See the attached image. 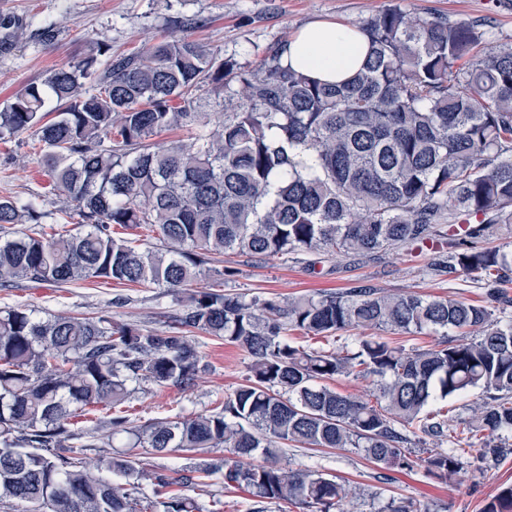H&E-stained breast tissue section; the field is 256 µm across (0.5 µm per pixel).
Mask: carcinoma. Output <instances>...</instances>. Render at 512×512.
<instances>
[{
  "label": "carcinoma",
  "instance_id": "cac0c4a2",
  "mask_svg": "<svg viewBox=\"0 0 512 512\" xmlns=\"http://www.w3.org/2000/svg\"><path fill=\"white\" fill-rule=\"evenodd\" d=\"M356 28L368 58L342 85L283 66L279 50L246 71L183 35L141 54L92 42L0 109V140L35 133L44 167L82 224L47 237L37 230L49 216L40 203L0 197L1 225L36 226L0 236V287L103 279L162 288L180 305L163 329L107 314L0 309V507L143 512L139 481L150 480L148 508L199 512L132 454L106 456L102 474H91L77 447L98 442L70 429L91 407L127 401L131 382L195 387L206 365L194 330L244 348L246 382L218 411L138 426L115 416L112 433L155 453L224 448V462L196 468L197 479L224 470L225 487L254 498L252 512L273 502L333 512L349 494L321 473L240 463L276 456L285 442L355 448L391 470L458 475L464 461L455 452L421 457L405 444L455 432L443 402L472 389L485 397L464 432L488 437L474 459L504 456L493 440L512 433V320L495 319L494 305H512L496 288L512 280V250L477 243L512 234V45L482 53L479 25L398 7ZM206 87L224 92L216 124L193 111ZM49 99L59 103L51 120ZM178 127L191 128L188 139L150 143ZM143 224L166 252L114 235L115 226ZM445 236L454 251L436 270L495 285L488 304L371 289L247 300L189 288L215 255H371ZM352 328L454 330L459 338L410 351L377 335L345 352L288 343L295 329L328 337ZM354 370L376 383L375 401L326 384ZM483 512H512V484L498 487Z\"/></svg>",
  "mask_w": 512,
  "mask_h": 512
}]
</instances>
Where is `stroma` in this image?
<instances>
[{"mask_svg":"<svg viewBox=\"0 0 512 512\" xmlns=\"http://www.w3.org/2000/svg\"><path fill=\"white\" fill-rule=\"evenodd\" d=\"M399 7L420 16L445 14L455 20L483 25L491 45L512 44V0H0V19L25 23L26 35L0 49V107L52 69L81 58L90 42L111 45L113 53L142 52L170 34L193 38L241 67L257 68L271 53L309 21L337 20L350 24L386 8ZM50 36H42L44 27ZM0 196L40 197L49 210L72 209L73 204L53 183L41 163V146L33 132L0 142ZM445 240L417 246L402 245L373 255L299 256L228 255L208 263L200 286L248 298L317 296L371 288L383 293H417L455 298L474 304L487 301L489 286L474 276L435 272L445 259ZM121 305H114L115 297ZM23 306L35 315L96 317L110 313L115 320L141 328L161 329L175 316L178 305L160 288L118 285L88 280L56 286L18 281L0 288V308ZM194 339L207 370L189 391L151 384L137 390L119 409L97 406L75 419L79 429H98L99 445L85 449L88 465L99 456L121 451L125 440L112 437L108 427L114 414L141 425L156 418L187 417L220 407L227 395L244 383L251 359L240 346L202 332ZM509 452L498 463L468 461L461 476L438 479L425 470L390 471L365 460L351 448H313L285 443L277 459L291 469H317L336 477L350 490L343 512H382L393 499L431 505L434 512H482L498 486L512 483V433L502 436ZM220 448L197 452H141L147 469L177 479L197 463L223 460ZM205 512H251L252 497L226 489L223 472L204 485L186 487Z\"/></svg>","mask_w":512,"mask_h":512,"instance_id":"stroma-1","label":"stroma"}]
</instances>
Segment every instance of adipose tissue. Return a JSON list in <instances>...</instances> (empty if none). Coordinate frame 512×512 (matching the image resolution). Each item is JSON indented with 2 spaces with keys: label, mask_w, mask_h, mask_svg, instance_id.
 I'll use <instances>...</instances> for the list:
<instances>
[{
  "label": "adipose tissue",
  "mask_w": 512,
  "mask_h": 512,
  "mask_svg": "<svg viewBox=\"0 0 512 512\" xmlns=\"http://www.w3.org/2000/svg\"><path fill=\"white\" fill-rule=\"evenodd\" d=\"M366 53L365 38L352 24L314 21L293 35L281 61L318 80L340 83L363 66Z\"/></svg>",
  "instance_id": "ef3b65f1"
}]
</instances>
